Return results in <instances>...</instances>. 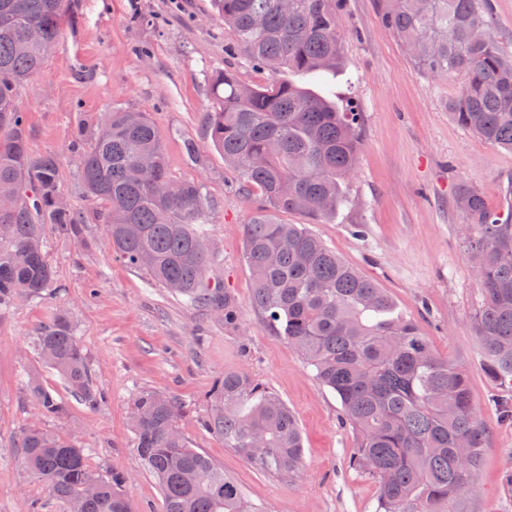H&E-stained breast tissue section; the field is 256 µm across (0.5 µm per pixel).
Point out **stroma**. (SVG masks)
<instances>
[{
	"instance_id": "obj_1",
	"label": "stroma",
	"mask_w": 512,
	"mask_h": 512,
	"mask_svg": "<svg viewBox=\"0 0 512 512\" xmlns=\"http://www.w3.org/2000/svg\"><path fill=\"white\" fill-rule=\"evenodd\" d=\"M60 35L38 77L21 89L33 153H56L66 204L83 214L79 237H47L49 259L65 289L0 310V512H67L26 468L18 448L34 423L83 448L89 467L128 477L132 512H162L160 489L134 449L132 401L142 390L176 395L192 447L238 483L258 512H374L377 482L354 469L357 438L336 393L323 386L302 356L252 302L243 255L244 226L260 205L239 174L210 143L206 114L210 78L231 70L239 81L265 80L237 50L233 31L217 20L212 0H66ZM343 59L316 79L282 72L285 80L328 99L353 103L362 115L357 164L335 216L288 224L308 230L376 282L398 312L413 320L440 356L462 365L487 433L473 490L457 512H512V384L489 377L470 321L480 285L463 247L469 223L462 198L480 194L491 212L506 203L512 152L459 126L448 103L461 76L434 78L417 69L379 18V0H344L338 17ZM150 113L164 139L174 176L196 181L207 222L202 230L217 258L212 272L231 297L236 320L199 307L128 267L105 242L96 207L76 175L72 136L111 107ZM193 141L188 158L184 141ZM366 227L354 234L353 225ZM66 316L104 398L91 407L69 394L59 375L42 367L35 340L45 324ZM227 372H244L275 392L295 415L303 438V470L287 478L251 465L202 430L206 396ZM38 376L69 406L65 418H42L30 396Z\"/></svg>"
}]
</instances>
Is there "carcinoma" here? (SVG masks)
Returning <instances> with one entry per match:
<instances>
[{"label": "carcinoma", "instance_id": "cac0c4a2", "mask_svg": "<svg viewBox=\"0 0 512 512\" xmlns=\"http://www.w3.org/2000/svg\"><path fill=\"white\" fill-rule=\"evenodd\" d=\"M339 2L288 0L285 8L283 0H214L237 48L274 78L246 87L230 71L213 75L216 107L207 113V133L237 169L243 190L265 202L244 227L252 301L339 397L358 438L353 466L379 484L374 512H454L458 495L474 487L486 446L466 370L436 354L385 289L305 225L273 216L319 220L350 203L344 186L357 162L360 113L275 78L283 70L336 72ZM64 14L65 0H0V308L59 288L44 250L46 227L69 238L82 229L79 214L57 205L58 158L31 152L18 102L20 88L46 63ZM380 15L419 69L463 76L460 95L448 102L458 125L512 151V57L489 35L490 0H380ZM31 27L40 38L21 53L17 43ZM74 140L84 143L78 175L110 248L128 266L232 322L224 289L210 281L213 256L200 246V185L172 175L155 122L114 108L94 127H77ZM464 199L471 223L462 235L467 253L479 256L482 291L471 324L488 374L511 379L512 216L491 213L476 193ZM37 355L86 405L101 401L66 317L42 328ZM29 391L43 417L67 416L55 391L34 379ZM132 415L135 449L159 486L163 512H255L224 468L191 447L178 399L143 391ZM200 426L264 471L301 473L295 415L244 373L226 372L214 383ZM20 448L68 512H131L127 478L89 469L84 449L37 425L23 429Z\"/></svg>", "mask_w": 512, "mask_h": 512}]
</instances>
